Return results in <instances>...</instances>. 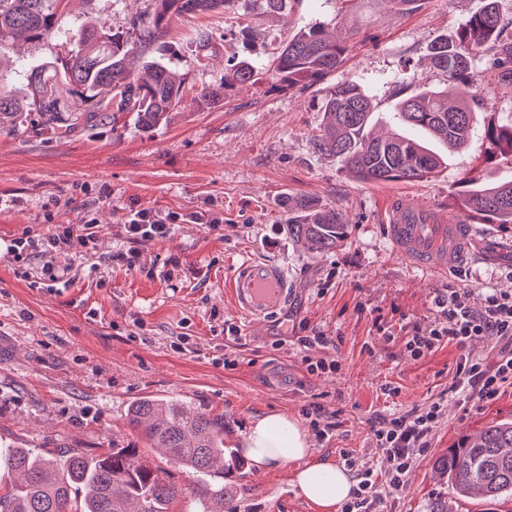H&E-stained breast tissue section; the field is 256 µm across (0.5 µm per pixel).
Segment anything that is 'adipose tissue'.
<instances>
[{
    "instance_id": "adipose-tissue-1",
    "label": "adipose tissue",
    "mask_w": 512,
    "mask_h": 512,
    "mask_svg": "<svg viewBox=\"0 0 512 512\" xmlns=\"http://www.w3.org/2000/svg\"><path fill=\"white\" fill-rule=\"evenodd\" d=\"M242 446L262 470L299 463L294 484L321 512H336L355 485L347 469L313 458L306 430L284 413L270 412L252 420Z\"/></svg>"
}]
</instances>
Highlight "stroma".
Listing matches in <instances>:
<instances>
[{"label": "stroma", "instance_id": "1", "mask_svg": "<svg viewBox=\"0 0 512 512\" xmlns=\"http://www.w3.org/2000/svg\"><path fill=\"white\" fill-rule=\"evenodd\" d=\"M483 0H420L397 11L390 0H290L286 11L254 17L241 28L233 10L174 16L164 58L187 82L214 99L178 110L144 132L134 113L79 130L61 140L27 130L0 136V246L56 224L96 219L91 249L58 254L69 280H41L39 257L16 262L0 255V448L89 454L114 445L144 448L127 425L144 398L177 401L224 421L226 447L238 449L251 420L269 412L302 419L317 404L335 414L330 439L312 441L316 458L343 465L344 454L375 459L370 421L437 398L448 413L426 453L417 456L407 487L387 512H430L445 492L434 469L469 432L512 420V385L497 397L457 405L449 386L460 352L443 344L419 360L404 341L413 326L436 317L433 300L453 285L480 309L488 289L512 291V259L484 256L441 276L399 259L383 224L397 195L455 223L466 218V181L512 179V155L490 156L473 136L450 154L446 168L410 183L352 177L332 154L315 149L329 88L354 84L375 105L374 134L401 127L402 98L423 88L447 89L432 67L431 46L455 39ZM157 0H58L50 33L11 52L21 67L61 65L68 36L96 20L135 39L137 16L153 15ZM319 26L345 49L343 62L320 81L279 88L274 78L225 91L227 65L266 60L298 31ZM208 29L200 49L195 36ZM206 51V68L193 67ZM492 57L477 58L469 90L481 124L512 121V90L497 82ZM337 209L348 225L343 245L310 252L288 232L294 202ZM184 215L163 239L141 245L134 268L113 263L125 250L130 210ZM200 223H193V216ZM261 258L278 263L295 295L288 314L249 329L224 294L234 266ZM392 327L386 337L384 327ZM323 333L334 340L322 357L339 371L308 375L297 339ZM236 361L224 367L225 358ZM395 395H385V387ZM290 463L254 466L224 477L235 512H319L293 486Z\"/></svg>", "mask_w": 512, "mask_h": 512}]
</instances>
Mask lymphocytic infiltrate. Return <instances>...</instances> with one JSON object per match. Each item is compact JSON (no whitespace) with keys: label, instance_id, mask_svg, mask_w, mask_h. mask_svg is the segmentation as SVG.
Listing matches in <instances>:
<instances>
[{"label":"lymphocytic infiltrate","instance_id":"1","mask_svg":"<svg viewBox=\"0 0 512 512\" xmlns=\"http://www.w3.org/2000/svg\"><path fill=\"white\" fill-rule=\"evenodd\" d=\"M181 220L177 213L131 212L123 226L129 247L113 254V262L135 267L141 258L139 244L166 238L172 224ZM97 233L98 226L92 221L80 226L57 224L45 236L13 239L6 253L17 260L30 252L47 256L77 245L85 248L94 243ZM435 303L438 318L427 328H414L405 340L406 352L417 360L441 343L456 344L461 355L453 376L452 392L482 400L493 399L504 383L512 381V292L488 293L483 308L477 311L467 305L466 295L459 288L447 289L437 296ZM484 338L503 344L491 367L468 350L471 342ZM447 409V400L440 398L406 413L375 418L370 432L383 466L377 469L357 458H346V466L356 471L358 484L341 512H381L385 497L402 492L416 456L428 449Z\"/></svg>","mask_w":512,"mask_h":512}]
</instances>
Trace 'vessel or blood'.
<instances>
[{"mask_svg": "<svg viewBox=\"0 0 512 512\" xmlns=\"http://www.w3.org/2000/svg\"><path fill=\"white\" fill-rule=\"evenodd\" d=\"M424 212L409 199H396L389 210L386 231L394 252L411 266L440 274L467 259L472 237L468 224H427ZM288 277L278 264L265 259L243 261L225 281V293L249 324L261 327L273 314L286 311L291 300Z\"/></svg>", "mask_w": 512, "mask_h": 512, "instance_id": "vessel-or-blood-1", "label": "vessel or blood"}]
</instances>
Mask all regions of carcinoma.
Returning <instances> with one entry per match:
<instances>
[{
	"mask_svg": "<svg viewBox=\"0 0 512 512\" xmlns=\"http://www.w3.org/2000/svg\"><path fill=\"white\" fill-rule=\"evenodd\" d=\"M57 0H0V57L14 40H33L52 28ZM287 0H161V9L134 22L138 41L130 43L103 25L71 34L68 58L62 68L33 67L24 72L26 95L17 97L0 71V133L15 135L37 116L40 129L68 137L79 127H92L124 112H134L144 131L167 120L168 114L189 103L209 98L212 91L175 79L164 62L146 61L149 75L137 77L128 57L154 44L166 32L170 13H195L236 7L242 15L274 14ZM497 0H485L456 40H440L430 48V61L448 81L467 87L473 61L488 53L512 58V35L505 38ZM345 48L323 37L318 28L301 32L278 46L267 63L236 64L224 71V90L256 84L272 75L288 88L320 80L344 59ZM80 104L60 109L63 89ZM375 106L354 85L331 88L324 102V125L314 138L319 150L336 156L357 178L371 182H413L439 171L445 158L401 133L382 139L368 130ZM401 123L419 129L451 149L463 147L484 131L490 153L512 154V122L479 126L477 112L462 93L448 104L440 91L422 89L398 104ZM466 206L493 224H512V179L477 185L469 190ZM298 214L288 218V233L306 249L322 252L347 239L348 225L335 209L299 202ZM152 447L196 477L193 492L201 512H224V487L211 482L224 473L241 470L246 461L224 448V420L192 412L177 402L153 399L136 402L127 417ZM14 470L20 481L0 487V512H168V505L185 488L167 473L146 463L137 448L116 445L96 455L73 450L63 458L31 448L0 452V470ZM436 477L459 497L479 503L512 500V422H500L464 436L448 449Z\"/></svg>",
	"mask_w": 512,
	"mask_h": 512,
	"instance_id": "cac0c4a2",
	"label": "carcinoma"
}]
</instances>
